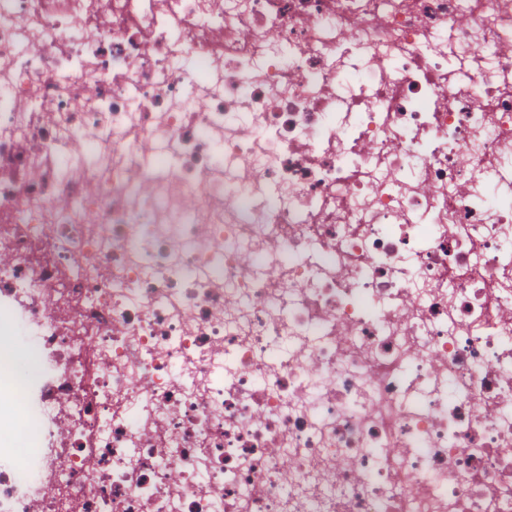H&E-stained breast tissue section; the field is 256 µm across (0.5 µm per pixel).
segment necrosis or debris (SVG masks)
I'll use <instances>...</instances> for the list:
<instances>
[{"label": "necrosis or debris", "mask_w": 512, "mask_h": 512, "mask_svg": "<svg viewBox=\"0 0 512 512\" xmlns=\"http://www.w3.org/2000/svg\"><path fill=\"white\" fill-rule=\"evenodd\" d=\"M1 359L0 512H512V0H0Z\"/></svg>", "instance_id": "obj_1"}]
</instances>
